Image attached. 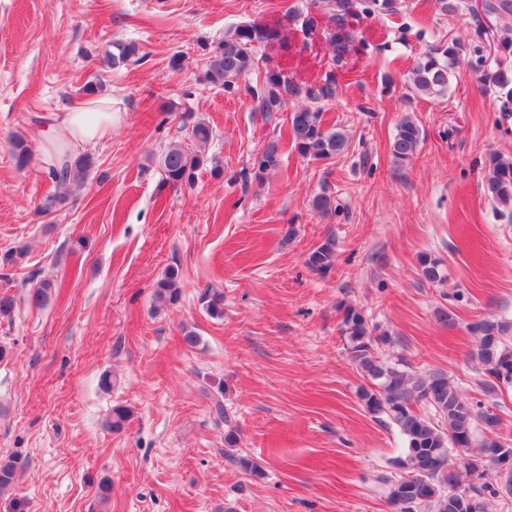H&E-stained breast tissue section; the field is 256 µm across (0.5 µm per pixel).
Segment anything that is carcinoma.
Segmentation results:
<instances>
[{
  "instance_id": "1",
  "label": "carcinoma",
  "mask_w": 512,
  "mask_h": 512,
  "mask_svg": "<svg viewBox=\"0 0 512 512\" xmlns=\"http://www.w3.org/2000/svg\"><path fill=\"white\" fill-rule=\"evenodd\" d=\"M406 6V0H310V9L304 16L305 27L318 26V14L329 15L334 27L327 30L326 40L332 49L333 61H340L347 50L344 33L349 19L372 18L394 14ZM440 14L453 20L470 15L475 21L474 33L482 36L480 17L512 18V0H483L482 12L468 7L465 0H436ZM276 38L267 29L255 24L236 27L224 36L204 64V83L221 87L231 93L239 89L240 79L259 69L258 45ZM107 53L112 67L128 62L137 54L131 44L115 42ZM465 46L457 38L429 47L416 59L406 73V86L415 97H443L448 93L450 79L459 67ZM500 59L496 68L482 71L483 89L502 100L503 108L512 103V38H505L499 46ZM253 100L252 112L261 117V124L272 134L270 141L253 155L250 171L261 181L281 166L282 152L277 131L278 113L287 100L302 98L308 105L294 109L289 123V136L294 149L304 157L328 159L343 154L349 146L345 130L327 129L322 125L320 105L336 98V75L298 85L280 70H265L262 81L248 88ZM182 120L192 122L191 136L196 150L191 152L182 143L172 141L162 154L161 168L167 181L173 184L192 183L196 170L204 163V151L212 138V129L204 120H193L185 112ZM424 140V130L407 116L398 125L390 146L393 158L402 163L408 160ZM13 154L19 168L29 161L25 138L13 141ZM93 165L88 155L74 160L65 158L51 168L50 175L57 193L46 198L40 210L48 213L68 200L71 186L85 178ZM483 191L488 199L504 209L512 208V157L496 152L489 155L488 172L484 176ZM311 206L321 216L336 214L339 204L326 188L316 194ZM336 243L324 240L308 256L309 267L319 273L329 271L334 263ZM419 274L430 284L439 283L444 273L439 261L428 254L418 258ZM181 277L175 268L168 269L155 286L154 297L160 305H175L181 298ZM55 284L43 280L28 291L27 299L34 306L50 302ZM206 311L213 317L224 314V295L218 292L204 294ZM342 335L352 363L368 381L359 390V398L372 414L384 415L393 421L405 436L404 454L393 461L396 472L377 478L381 494L396 507L397 512H487V498L512 497V465L502 467L497 462L504 439L499 435L500 417L492 407L481 400L464 398L443 373L423 375L405 365L401 359L389 363L382 354L380 343L384 337L376 335V327L364 311L352 305L343 309ZM479 338L477 358L484 377L486 393L512 383V351L503 347L501 325L481 321L471 326ZM484 430L483 439L476 431ZM488 465H495L503 481L483 487H462L466 478L480 477ZM17 472V462L11 458L0 460V494L9 490Z\"/></svg>"
}]
</instances>
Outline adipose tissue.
Here are the masks:
<instances>
[{"instance_id":"obj_1","label":"adipose tissue","mask_w":512,"mask_h":512,"mask_svg":"<svg viewBox=\"0 0 512 512\" xmlns=\"http://www.w3.org/2000/svg\"><path fill=\"white\" fill-rule=\"evenodd\" d=\"M113 122L111 98H82L65 112L55 116L54 123L46 135V146L62 153L74 143L98 141L111 132Z\"/></svg>"}]
</instances>
